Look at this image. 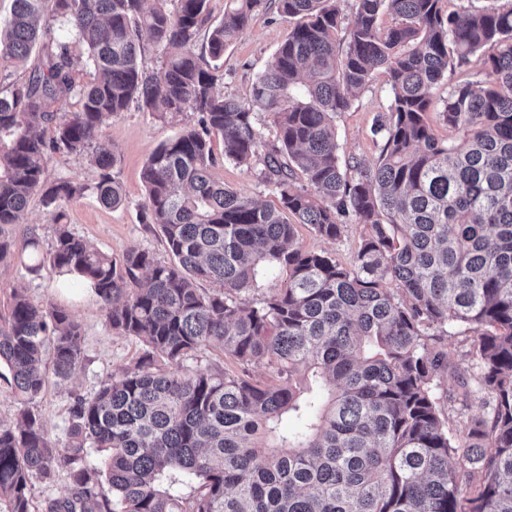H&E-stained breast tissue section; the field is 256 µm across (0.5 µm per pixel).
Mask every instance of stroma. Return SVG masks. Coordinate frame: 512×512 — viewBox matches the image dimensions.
I'll return each mask as SVG.
<instances>
[{"label":"stroma","instance_id":"1","mask_svg":"<svg viewBox=\"0 0 512 512\" xmlns=\"http://www.w3.org/2000/svg\"><path fill=\"white\" fill-rule=\"evenodd\" d=\"M292 27V22L280 16L275 8L257 12L249 26L225 49L223 78L217 85L218 90L229 97L245 98ZM390 98L387 77L380 72L353 100L348 111L337 115L335 124L341 157L352 156L369 165L377 161L380 147L371 129L376 116L386 111ZM196 124V116L189 112L173 118H158L134 108L104 122L98 141L116 154L118 163L113 175L126 195L125 203L117 208L101 205L92 193L99 172L86 157L65 152L52 154L47 164L48 180L67 178L86 187L83 195L65 206L70 229L97 248L116 256L139 249L152 253L157 260H168L169 254L159 229L140 220V206L146 195L142 171L159 144ZM212 146L219 157L212 170L217 181L252 194L262 203L277 205L275 193L258 180L254 170L222 160L220 139H213ZM8 232L15 258L0 264V302L7 300L12 289L26 288L35 303L67 308L83 331L82 362L76 372L65 380L50 378L44 395L30 405L40 416L49 439L61 447L67 440L73 398L93 396L111 376L134 364L142 353V346L132 338L112 332L106 324L99 299L86 284L58 275L47 266L33 273L21 264V257L29 251L30 234H37L45 251L50 249L54 239L55 226L38 200H31L22 223L9 227ZM360 234V226L354 224L341 239L330 241L315 235L307 225L297 227L304 248L326 252L343 264L352 259ZM441 343L448 350V375L438 379L435 392L448 419V428L454 433L468 415L481 409L477 399L462 403L456 382L457 376L470 374L475 367L472 334L452 329L442 337Z\"/></svg>","mask_w":512,"mask_h":512}]
</instances>
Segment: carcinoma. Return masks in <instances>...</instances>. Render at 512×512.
I'll return each instance as SVG.
<instances>
[{
  "label": "carcinoma",
  "instance_id": "1",
  "mask_svg": "<svg viewBox=\"0 0 512 512\" xmlns=\"http://www.w3.org/2000/svg\"><path fill=\"white\" fill-rule=\"evenodd\" d=\"M268 1L299 21L243 103L216 89L224 50ZM145 2L14 0L0 30V59L41 51L28 78L0 83V135L11 137L0 227L22 223L39 196L55 237L44 254L30 232L21 263L89 285L112 331L143 347L95 395L74 398L60 450L26 404L49 374L79 367L81 326L68 309L12 291L0 365L25 408L0 422L3 512H32L33 481L60 468L72 493L42 512H512V0L454 11L449 0H355L343 49L341 0H228L217 23L210 0H174L171 11ZM55 15L86 49L92 82L76 81ZM144 33L164 56L154 74L139 61ZM473 57L485 78L448 89L440 138L433 89ZM380 70L392 99L373 128L379 158L343 162L336 116ZM70 97L77 110H51ZM133 103L198 116L200 129L161 143L142 172V223L160 229L169 262L90 246L61 223L85 187L45 179L51 154H86L100 170L97 199L121 206L116 156L95 140ZM257 110L275 140L262 139ZM213 136L224 160L261 165L279 206L212 177ZM299 224L331 241L361 225L352 261L304 248ZM457 327L473 333L477 359L463 396L482 412L452 434L435 397L448 352L428 330ZM205 349L239 369L197 363ZM89 448L101 468L84 466ZM174 474L191 483L188 496L162 488Z\"/></svg>",
  "mask_w": 512,
  "mask_h": 512
}]
</instances>
